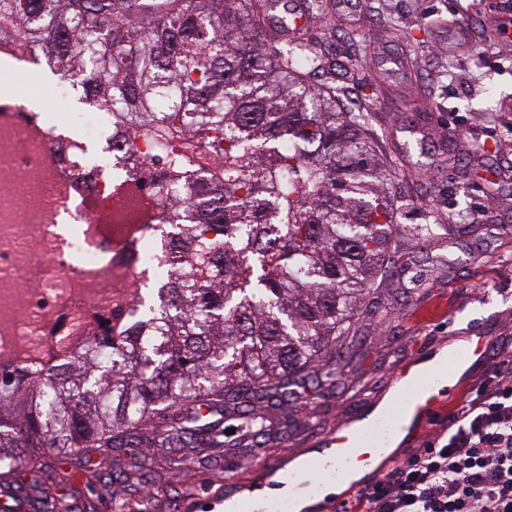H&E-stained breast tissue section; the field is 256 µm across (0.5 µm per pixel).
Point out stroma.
Instances as JSON below:
<instances>
[{
  "mask_svg": "<svg viewBox=\"0 0 512 512\" xmlns=\"http://www.w3.org/2000/svg\"><path fill=\"white\" fill-rule=\"evenodd\" d=\"M329 0L326 14L312 16L303 37L319 46L340 40L347 54L367 62V88L342 78L344 104L356 111L372 100L371 134L382 153L403 159L395 182L402 199L426 202V210L403 209L404 224H428L431 237L399 242L395 273L378 281L370 306L392 312L381 322L358 324L360 349L342 364L335 387L291 397L284 406L286 441L271 438L256 450L246 444L222 448H125L94 457L91 468L117 474L132 461L147 463L142 481L101 484L86 491L87 468L60 462L38 473L42 496L82 512H112L114 499L138 504L141 512H173L185 500H212L224 512V471L243 480L263 476V460L315 448L320 433L357 411V395L371 389L385 397L398 366L419 348L434 353L458 337H490L492 347L475 374H483L512 347V44L476 47L467 57L448 53V21L512 25V0H350L351 15ZM392 14L412 29L408 46L380 26ZM495 182V197L481 190ZM180 463L165 468L166 459Z\"/></svg>",
  "mask_w": 512,
  "mask_h": 512,
  "instance_id": "1",
  "label": "stroma"
}]
</instances>
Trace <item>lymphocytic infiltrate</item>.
I'll return each mask as SVG.
<instances>
[{
  "label": "lymphocytic infiltrate",
  "instance_id": "f902f5d3",
  "mask_svg": "<svg viewBox=\"0 0 512 512\" xmlns=\"http://www.w3.org/2000/svg\"><path fill=\"white\" fill-rule=\"evenodd\" d=\"M355 512H512V358L448 414L447 432L359 492Z\"/></svg>",
  "mask_w": 512,
  "mask_h": 512
}]
</instances>
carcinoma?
Masks as SVG:
<instances>
[{"label": "carcinoma", "instance_id": "carcinoma-1", "mask_svg": "<svg viewBox=\"0 0 512 512\" xmlns=\"http://www.w3.org/2000/svg\"><path fill=\"white\" fill-rule=\"evenodd\" d=\"M274 0H0L11 29L112 112L150 215L167 192L173 258L117 335L24 378L0 369V478L155 443H267L294 388L323 386L397 241L394 168L326 62ZM153 427V436L144 426ZM235 433H228L229 429Z\"/></svg>", "mask_w": 512, "mask_h": 512}]
</instances>
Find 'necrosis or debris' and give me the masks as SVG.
<instances>
[{
  "label": "necrosis or debris",
  "instance_id": "1",
  "mask_svg": "<svg viewBox=\"0 0 512 512\" xmlns=\"http://www.w3.org/2000/svg\"><path fill=\"white\" fill-rule=\"evenodd\" d=\"M0 60L17 80L0 86V368L22 374L64 358L101 331L124 328L142 284L171 258L160 221L142 223L140 193L116 195L135 179L127 152L99 162L112 115L55 78L35 49L0 31ZM44 97L76 107L49 119Z\"/></svg>",
  "mask_w": 512,
  "mask_h": 512
}]
</instances>
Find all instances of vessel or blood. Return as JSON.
<instances>
[{"mask_svg":"<svg viewBox=\"0 0 512 512\" xmlns=\"http://www.w3.org/2000/svg\"><path fill=\"white\" fill-rule=\"evenodd\" d=\"M488 350L487 337L472 336L448 358L428 368H420L414 358L401 363L391 381L399 391L395 403L381 412L348 419L325 430L318 443L327 453L306 464V479H299L295 470L277 459L265 463L271 477L268 486L229 478V485L240 493L238 512H273L283 487L320 496L326 485L336 482L342 484V491L322 498L321 505L324 512H344L345 502L359 488L357 482L351 481V473L391 460L390 449L401 434L435 421L447 403V383L453 373L469 361L483 358Z\"/></svg>","mask_w":512,"mask_h":512,"instance_id":"obj_1","label":"vessel or blood"}]
</instances>
